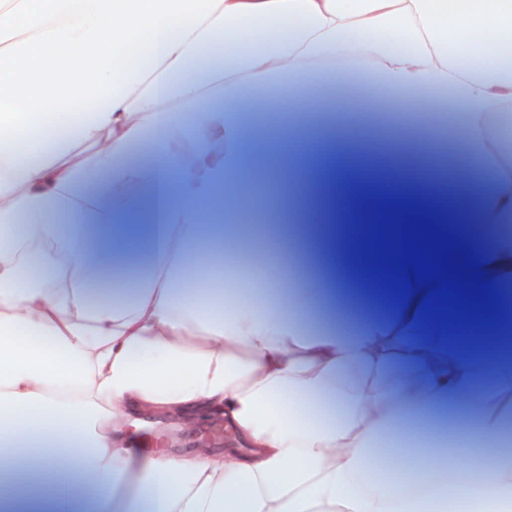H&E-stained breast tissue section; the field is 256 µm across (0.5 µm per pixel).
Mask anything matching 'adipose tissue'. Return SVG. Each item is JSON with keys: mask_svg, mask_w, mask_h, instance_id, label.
<instances>
[{"mask_svg": "<svg viewBox=\"0 0 512 512\" xmlns=\"http://www.w3.org/2000/svg\"><path fill=\"white\" fill-rule=\"evenodd\" d=\"M363 90L418 111L447 91L474 153L512 122V0H0V512H512V330L444 334L413 283L382 322L331 323L288 289L212 287L249 156L290 128L247 123L257 90ZM86 150L74 163L66 157ZM491 193L400 195L459 223L483 279L512 285V164ZM127 190L112 201L113 184ZM148 276L100 287L81 262L143 209ZM491 378L478 386L480 377ZM223 420L224 449L149 456V418ZM477 440L449 454L437 432ZM482 468L487 481H466Z\"/></svg>", "mask_w": 512, "mask_h": 512, "instance_id": "ef3b65f1", "label": "adipose tissue"}]
</instances>
